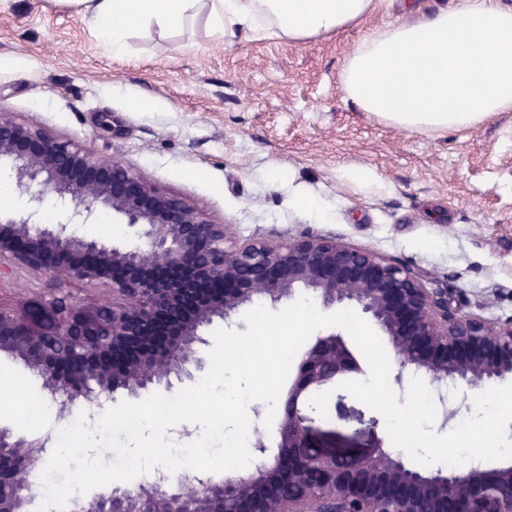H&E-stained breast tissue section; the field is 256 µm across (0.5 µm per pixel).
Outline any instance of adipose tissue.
I'll return each mask as SVG.
<instances>
[{"label": "adipose tissue", "instance_id": "obj_1", "mask_svg": "<svg viewBox=\"0 0 512 512\" xmlns=\"http://www.w3.org/2000/svg\"><path fill=\"white\" fill-rule=\"evenodd\" d=\"M113 55L136 28L181 27L199 0H73ZM220 32L243 26L301 42L362 24L392 0H208ZM412 20L376 28L346 58L345 98L389 125L425 134L477 126L512 112V0H457Z\"/></svg>", "mask_w": 512, "mask_h": 512}]
</instances>
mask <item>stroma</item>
<instances>
[{
  "label": "stroma",
  "mask_w": 512,
  "mask_h": 512,
  "mask_svg": "<svg viewBox=\"0 0 512 512\" xmlns=\"http://www.w3.org/2000/svg\"><path fill=\"white\" fill-rule=\"evenodd\" d=\"M392 8L303 43L206 15L174 31L137 32L113 56L75 9L56 0H0V110L122 163L223 225L226 243L336 236L413 270L452 306L512 319V112L437 136L409 133L346 100L345 58L371 31L405 21ZM370 176L352 181L350 170ZM313 198L317 206L302 205ZM69 293L108 300L103 283L15 272L0 305ZM21 382L42 416L62 405L20 360L0 354V377ZM27 399V400H28ZM319 441L353 455L386 435L381 414L343 390L326 414L304 412Z\"/></svg>",
  "instance_id": "stroma-1"
}]
</instances>
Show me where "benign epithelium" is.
I'll list each match as a JSON object with an SVG mask.
<instances>
[{
    "instance_id": "7a95c632",
    "label": "benign epithelium",
    "mask_w": 512,
    "mask_h": 512,
    "mask_svg": "<svg viewBox=\"0 0 512 512\" xmlns=\"http://www.w3.org/2000/svg\"><path fill=\"white\" fill-rule=\"evenodd\" d=\"M16 187L55 197V221L38 209L0 219V273L61 272L105 282L112 301L55 299L25 316L0 306V348L25 339L29 363L54 378L56 399L82 396L73 370L112 371L109 398L137 397L173 387L206 367L195 346L204 328L227 321L242 307L273 304L296 290L325 307L358 306L388 342L398 361L394 383L416 373L428 383L472 390L512 377V319L499 323L448 304V291L430 290L408 267L337 237H306L270 244L256 239L225 246L224 225L212 223L183 198L166 193L128 167L90 149L0 114V165ZM142 228L145 244L107 246L77 236L105 212ZM364 366L342 334L315 336L281 391L276 453L255 441L247 472L215 480L162 479L96 497L100 512H512V465L471 463L457 471L423 473L406 465L375 438L357 455H339L317 443L301 410L332 383L365 377ZM14 453H0V512H13L16 483L30 488L32 445L0 430ZM224 488L216 494L215 486Z\"/></svg>"
}]
</instances>
